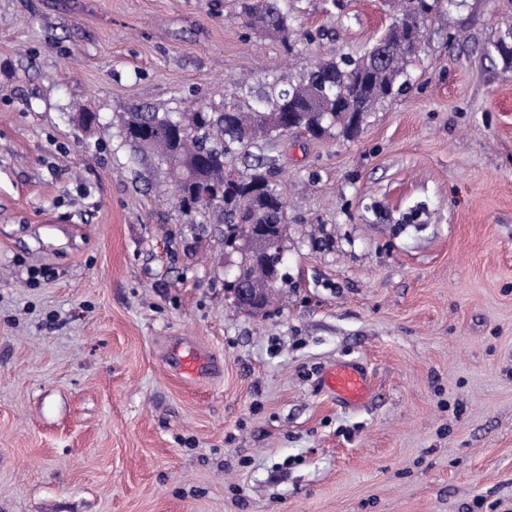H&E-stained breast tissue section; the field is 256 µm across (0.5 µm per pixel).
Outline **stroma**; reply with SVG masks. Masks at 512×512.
<instances>
[{"mask_svg": "<svg viewBox=\"0 0 512 512\" xmlns=\"http://www.w3.org/2000/svg\"><path fill=\"white\" fill-rule=\"evenodd\" d=\"M282 5L273 37L240 0H0V512H512V0H446L356 139L261 144L288 281L255 313L123 119L254 100L396 12ZM348 361L355 406L320 384ZM324 388L337 403L356 405L370 392V378L364 366L345 362L329 369L323 377Z\"/></svg>", "mask_w": 512, "mask_h": 512, "instance_id": "stroma-1", "label": "stroma"}]
</instances>
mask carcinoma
<instances>
[{"label":"carcinoma","mask_w":512,"mask_h":512,"mask_svg":"<svg viewBox=\"0 0 512 512\" xmlns=\"http://www.w3.org/2000/svg\"><path fill=\"white\" fill-rule=\"evenodd\" d=\"M442 0H404L393 21L411 29L375 41L363 56L341 55L320 62L299 78L266 80L260 107L236 103L190 112H133L124 124L125 140L146 147L170 167L173 204L186 216L215 218L224 225V247L239 249L241 225L256 224L278 243L288 237L286 201L267 177L264 161L224 188L227 166L251 157L259 139L271 142L290 130L321 138L337 127L348 137L361 130L381 101L407 89L402 77L417 52L421 30ZM243 14L263 30L288 33V12L280 0H242ZM512 65V32L494 45Z\"/></svg>","instance_id":"1"}]
</instances>
